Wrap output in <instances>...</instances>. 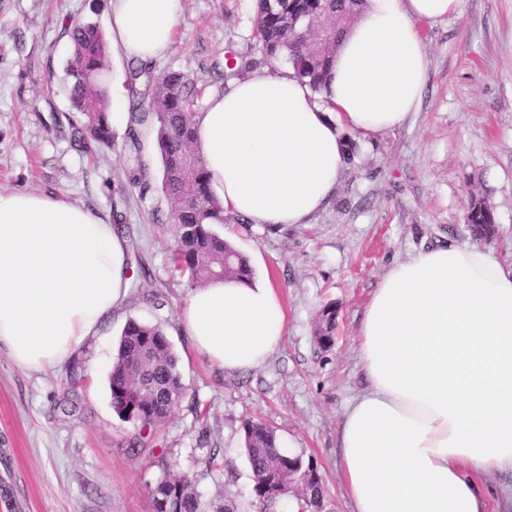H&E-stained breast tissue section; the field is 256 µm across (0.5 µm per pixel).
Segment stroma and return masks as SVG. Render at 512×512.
Returning a JSON list of instances; mask_svg holds the SVG:
<instances>
[{
	"label": "stroma",
	"mask_w": 512,
	"mask_h": 512,
	"mask_svg": "<svg viewBox=\"0 0 512 512\" xmlns=\"http://www.w3.org/2000/svg\"><path fill=\"white\" fill-rule=\"evenodd\" d=\"M0 0V191L53 194L106 221L121 217L133 277L125 301L98 336L58 369L18 367L0 348V512H152L163 474L200 475L203 501L225 495L257 512L243 451V423L274 427L296 454L313 458L325 484L322 512H351L337 431L367 382L356 339L366 304L394 261L449 239L470 242L472 200L489 205L497 233L485 242L512 264V0H463L460 14L421 28L429 58L417 112L400 129L351 132L357 153L328 205L306 224L270 229L230 218L236 247L256 278L279 288L287 334L260 367L228 372L197 354L179 323L186 281L171 271L175 231L161 190L153 131L141 132L148 190L126 189L130 110L113 121L112 150H76L68 124L67 18L96 17L110 29L109 0ZM267 60L254 39L253 0H182L176 36L154 60L196 83V109ZM337 312L330 347L317 331ZM161 323L178 359L185 398L157 434L153 455L129 449L131 424L112 409L108 373L128 320ZM82 382L70 391L71 371ZM206 414L196 418L195 406ZM216 450L218 468L205 473Z\"/></svg>",
	"instance_id": "35a3bbf8"
}]
</instances>
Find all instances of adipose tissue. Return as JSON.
I'll list each match as a JSON object with an SVG mask.
<instances>
[{
  "label": "adipose tissue",
  "instance_id": "adipose-tissue-1",
  "mask_svg": "<svg viewBox=\"0 0 512 512\" xmlns=\"http://www.w3.org/2000/svg\"><path fill=\"white\" fill-rule=\"evenodd\" d=\"M112 44L148 62L169 49L181 0H111ZM462 0H366L338 41L321 93L292 71L233 79L196 115L198 149L228 214L306 224L334 194L349 128L375 135L417 112L429 60L420 27ZM125 241L51 194L0 192V347L55 369L125 300ZM180 322L230 372L264 364L287 317L268 281L190 289ZM368 388L345 409L340 466L352 512H487L479 480L512 471V266L461 242L422 249L382 275L362 321Z\"/></svg>",
  "mask_w": 512,
  "mask_h": 512
}]
</instances>
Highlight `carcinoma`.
Masks as SVG:
<instances>
[{"instance_id": "carcinoma-1", "label": "carcinoma", "mask_w": 512, "mask_h": 512, "mask_svg": "<svg viewBox=\"0 0 512 512\" xmlns=\"http://www.w3.org/2000/svg\"><path fill=\"white\" fill-rule=\"evenodd\" d=\"M365 0H255L256 35L269 61L287 60L295 74L319 93L325 86L331 55L346 22L360 13ZM329 20V37L317 42L305 32ZM72 54L66 75L70 114L66 116L73 138L81 150L95 147L112 150L114 134L106 73L109 48L105 33L96 22L83 18L66 21ZM132 103L127 129L128 184L141 187V143L138 128L149 124L162 161V192L171 204L169 219L176 228L172 262L188 287L213 279L241 280L253 275L245 257L213 226L227 223L224 206L197 149V96L190 77L181 70L155 74L145 64L129 70ZM471 234L490 239L495 234V216L482 201L469 207ZM151 379L153 389L142 384ZM112 409L136 430L139 453L147 450L158 429L185 397V388L172 345L160 324L130 319L118 342L109 373ZM244 452L250 465L253 493L259 512H270L288 494V465L301 466L300 455L280 448V437L270 425L247 420L243 425ZM324 489L313 487L303 499L307 512H322ZM167 503L169 512H238L236 501L219 497L204 503L198 479L165 476L151 490L152 503Z\"/></svg>"}]
</instances>
